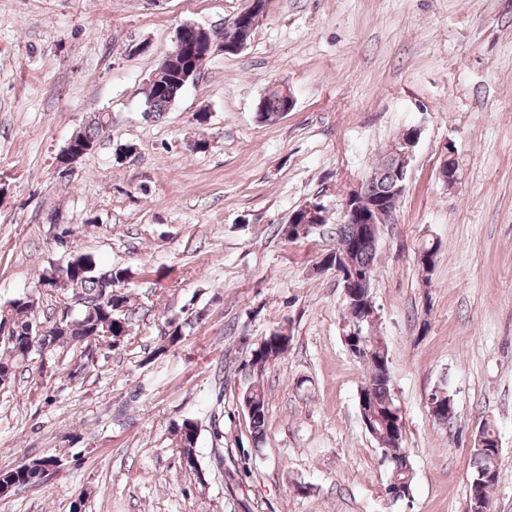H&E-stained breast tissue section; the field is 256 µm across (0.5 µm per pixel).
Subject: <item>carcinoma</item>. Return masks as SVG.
Instances as JSON below:
<instances>
[{
  "label": "carcinoma",
  "mask_w": 512,
  "mask_h": 512,
  "mask_svg": "<svg viewBox=\"0 0 512 512\" xmlns=\"http://www.w3.org/2000/svg\"><path fill=\"white\" fill-rule=\"evenodd\" d=\"M210 34L214 38L224 40L228 45L239 42L246 37V33L237 24L222 30H212ZM206 60V55L199 50L183 59L175 58L170 70L160 79L145 88V100L151 104L152 114L156 117L166 112L169 106L181 95L184 89L182 83L184 66H189L192 71L199 74ZM285 99L276 91L269 92L261 103L260 116L266 121H274L284 111ZM104 134V126L99 118L74 137L80 144L95 145ZM392 162L389 156H384L378 166L372 171V180L369 183L366 196L360 198L359 204L367 207L372 200L381 198L388 201L394 197L396 187L395 178L392 175ZM311 223L321 228L322 234H331L336 237V250L347 255L352 266L359 273L368 278L366 287H371L374 276V257L377 239L360 232L358 224H327L324 209H319L318 214L311 219ZM131 276L127 267L112 266L108 269H100L95 261L88 255H79L63 265H56L49 273L41 277L40 283L52 284L56 281L77 278V285L86 294L98 299L96 305L86 308L74 318L62 324L53 319L39 321L36 313L32 311L29 303L22 298H15L8 303L7 308L0 309V327L6 325L10 329L8 336L13 341L0 346V380L13 378L17 369L29 361L23 342L28 339V330L33 322H40V334L37 336L38 349L50 350L54 347L67 345L89 348L91 337L97 336L101 345L112 349L119 345L128 336L130 321L133 315L130 296L123 292L117 298H108L102 294L104 281L112 280L114 283L124 284ZM361 312L356 310V304L345 307V319L347 326L344 337L352 352V357L366 363L369 369L370 385L369 410L376 419L378 434L374 439L378 442L380 450H390L392 460L388 464L389 471H398L399 477H404V472L412 470L410 460L404 448V432L400 429L397 434H392L390 418L392 410L396 408L391 372L388 358L381 355L380 349L384 345L380 339L368 335L366 324L358 321ZM291 337L275 330L267 336L258 346L251 349L249 356L253 357L251 364L258 366L254 374L260 376L266 367L277 361L288 352ZM252 398L256 401L257 410L250 416V425L254 441L263 437L266 421V396L260 382H254L250 386ZM177 448L181 455L191 458L195 455L198 440V426L195 421H183L175 430ZM472 465H474L470 480V493L468 512H492V499L490 491L497 480L493 477L484 480L479 475L478 463H483L484 468L495 474H500L501 456H490L484 448H471ZM0 484H26V464L21 463L11 470L0 471Z\"/></svg>",
  "instance_id": "cac0c4a2"
}]
</instances>
